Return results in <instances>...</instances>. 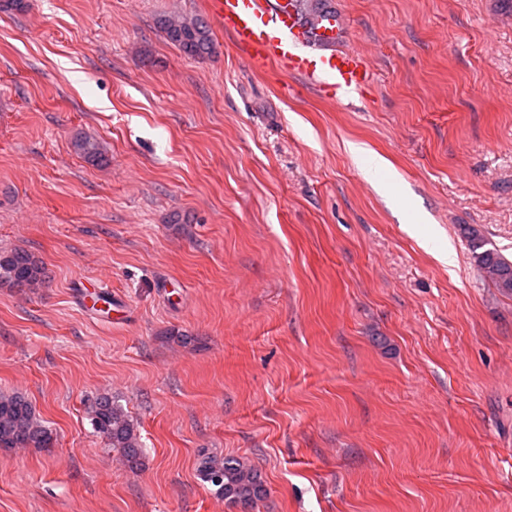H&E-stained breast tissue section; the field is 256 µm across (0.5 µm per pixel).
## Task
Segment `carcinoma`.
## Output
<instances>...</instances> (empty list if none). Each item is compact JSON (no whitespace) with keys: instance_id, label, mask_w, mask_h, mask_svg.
<instances>
[{"instance_id":"obj_1","label":"carcinoma","mask_w":512,"mask_h":512,"mask_svg":"<svg viewBox=\"0 0 512 512\" xmlns=\"http://www.w3.org/2000/svg\"><path fill=\"white\" fill-rule=\"evenodd\" d=\"M296 5L306 18L326 11L323 0H296ZM161 27L167 39L191 57L204 59L214 51L210 29L202 20L164 18ZM75 148L90 162L102 160L98 144L90 139L76 140ZM465 234L471 258L484 279L500 293L512 296V261L488 247L480 230L467 227ZM45 281V267L34 254L17 248L0 250V287L40 288ZM90 420L95 433L128 467L142 464L140 435L121 405L109 396H101L91 407ZM51 442L49 430L25 396L0 394V448H48ZM197 473L217 496L245 510L253 508L268 493L260 472L241 458L203 451L198 456Z\"/></svg>"}]
</instances>
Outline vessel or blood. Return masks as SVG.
Returning <instances> with one entry per match:
<instances>
[{"mask_svg":"<svg viewBox=\"0 0 512 512\" xmlns=\"http://www.w3.org/2000/svg\"><path fill=\"white\" fill-rule=\"evenodd\" d=\"M217 25L258 65L272 63L308 79L326 95L361 90L373 80L366 58L340 49V22L329 15L310 25L290 0H207Z\"/></svg>","mask_w":512,"mask_h":512,"instance_id":"b4317fda","label":"vessel or blood"}]
</instances>
